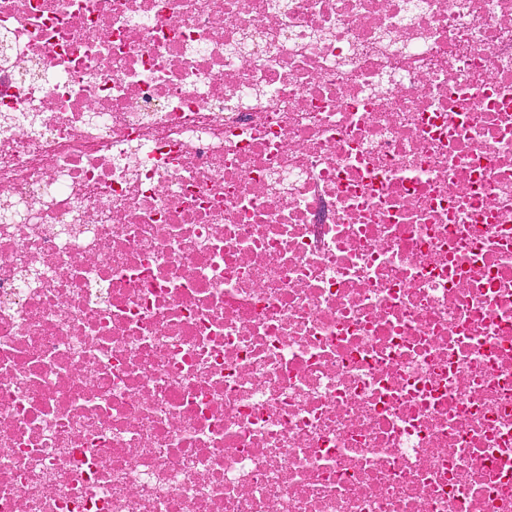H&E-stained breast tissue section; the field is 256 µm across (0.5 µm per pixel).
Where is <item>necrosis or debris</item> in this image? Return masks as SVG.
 I'll use <instances>...</instances> for the list:
<instances>
[{
	"instance_id": "4bbe7bcc",
	"label": "necrosis or debris",
	"mask_w": 512,
	"mask_h": 512,
	"mask_svg": "<svg viewBox=\"0 0 512 512\" xmlns=\"http://www.w3.org/2000/svg\"><path fill=\"white\" fill-rule=\"evenodd\" d=\"M0 512H512V0H0Z\"/></svg>"
}]
</instances>
